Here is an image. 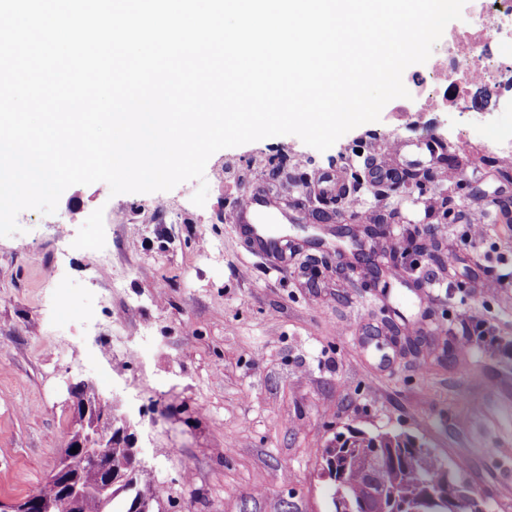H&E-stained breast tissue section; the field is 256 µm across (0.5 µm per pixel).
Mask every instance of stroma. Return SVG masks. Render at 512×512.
<instances>
[{"label":"stroma","mask_w":512,"mask_h":512,"mask_svg":"<svg viewBox=\"0 0 512 512\" xmlns=\"http://www.w3.org/2000/svg\"><path fill=\"white\" fill-rule=\"evenodd\" d=\"M511 135L506 108L387 105L323 152L284 135L214 153L201 207L195 180L116 196L97 182L20 212L21 234L0 237V500L45 482L68 387L89 380L131 421L162 512H334L324 450L351 429L415 437L488 512H512V287L497 284L512 179L485 163ZM337 172L357 182L346 209L390 220L377 255L429 231L447 266L411 256L385 289L336 259L315 182ZM246 189L288 211L285 258L232 222ZM412 323L417 356L394 344Z\"/></svg>","instance_id":"stroma-1"}]
</instances>
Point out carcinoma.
<instances>
[{
	"instance_id": "carcinoma-1",
	"label": "carcinoma",
	"mask_w": 512,
	"mask_h": 512,
	"mask_svg": "<svg viewBox=\"0 0 512 512\" xmlns=\"http://www.w3.org/2000/svg\"><path fill=\"white\" fill-rule=\"evenodd\" d=\"M119 417L121 414L118 413L112 417V422H103V432L112 435V470L117 475L118 484L112 488V499L107 503L94 495L86 497L82 512H116L114 503L128 490L134 492L131 503L140 506L139 512H153V505L160 503L151 472L132 463L129 445L132 432L124 427ZM416 443L414 437L405 433L356 431L348 437L337 435L336 444L325 450L327 463L340 465L348 457L351 461L348 486H334L333 496L342 495L357 501L365 495L366 487L372 485L385 492V497L373 501L372 512H391L396 505L401 507L400 512H450L448 503L444 501L431 506L420 502L423 491L446 480L453 490L471 501L472 512H485L486 502L457 482L435 455L413 453L411 448ZM376 448H395L405 452L403 467L397 470L386 466L364 469L362 462L372 456Z\"/></svg>"
}]
</instances>
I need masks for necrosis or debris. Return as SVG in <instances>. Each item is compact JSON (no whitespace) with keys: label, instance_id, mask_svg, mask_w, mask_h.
<instances>
[{"label":"necrosis or debris","instance_id":"4bbe7bcc","mask_svg":"<svg viewBox=\"0 0 512 512\" xmlns=\"http://www.w3.org/2000/svg\"><path fill=\"white\" fill-rule=\"evenodd\" d=\"M470 18L449 31L427 71L412 77L403 112H421L451 103L455 110L489 112L512 105V56L500 47L512 45V0H469Z\"/></svg>","mask_w":512,"mask_h":512}]
</instances>
